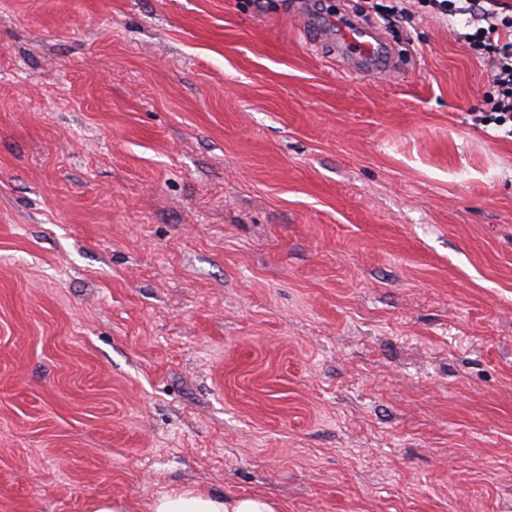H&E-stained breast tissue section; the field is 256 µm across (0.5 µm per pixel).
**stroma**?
Segmentation results:
<instances>
[{"label": "stroma", "instance_id": "obj_1", "mask_svg": "<svg viewBox=\"0 0 512 512\" xmlns=\"http://www.w3.org/2000/svg\"><path fill=\"white\" fill-rule=\"evenodd\" d=\"M374 2L0 0V512H512V139ZM338 26L343 34L341 48L352 61L371 62L382 57L381 42L370 27L351 20L339 21ZM149 509L150 512H282L283 506L261 493L227 495L187 488L160 495Z\"/></svg>", "mask_w": 512, "mask_h": 512}]
</instances>
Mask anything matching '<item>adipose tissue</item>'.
<instances>
[{
  "label": "adipose tissue",
  "instance_id": "1",
  "mask_svg": "<svg viewBox=\"0 0 512 512\" xmlns=\"http://www.w3.org/2000/svg\"><path fill=\"white\" fill-rule=\"evenodd\" d=\"M149 509L150 512H281L282 506L261 493L227 495L187 488L160 495Z\"/></svg>",
  "mask_w": 512,
  "mask_h": 512
}]
</instances>
